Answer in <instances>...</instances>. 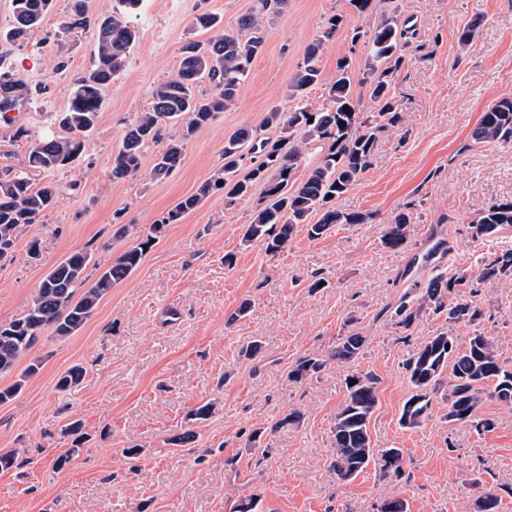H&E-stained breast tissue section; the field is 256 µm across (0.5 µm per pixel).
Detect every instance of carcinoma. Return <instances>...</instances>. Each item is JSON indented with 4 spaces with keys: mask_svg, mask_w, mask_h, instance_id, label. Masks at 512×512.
Returning <instances> with one entry per match:
<instances>
[{
    "mask_svg": "<svg viewBox=\"0 0 512 512\" xmlns=\"http://www.w3.org/2000/svg\"><path fill=\"white\" fill-rule=\"evenodd\" d=\"M55 2L13 0L14 25L5 39L23 43L31 31L44 24ZM139 3L140 0H118L112 14L92 23L87 0H70L61 15L58 29L67 33L94 25L97 63L76 80L67 107L58 113L59 131L34 142L26 170L0 180V261L13 254L19 227L38 223L55 203V185L35 187L29 172L61 170L72 166L83 154L85 137L101 116L103 90L124 70L127 55L138 40V30L128 16ZM257 4L259 10L239 19L234 31L221 27L220 18L213 13L195 17V25L215 29L216 35L204 45L185 46L177 76L154 87L148 109L125 130L112 162V178L125 179L141 172L144 153L168 122L176 127V133L155 155L149 171L154 179L167 176L180 165L185 145L234 102L239 87L249 76L253 59L263 48L262 28L268 11H282L288 0H257ZM407 24L393 13L383 18L365 41L369 46L366 67L372 76L368 93L378 107V112L369 116L357 111L359 100L355 99L346 58L338 61L336 76L329 82L330 106L316 109L307 103L308 90L326 83L318 66L324 43L318 40L310 44L288 84V98L298 105L288 113L273 108L265 117V126L280 130L278 139L272 141L253 129L238 130L224 145V165L210 180L150 225L145 239L120 252L95 279L86 275L90 263L87 253L78 251L60 261L46 274L26 311L0 324V375L12 372L43 332L49 330L60 340L77 334L94 315L102 297L138 268L154 235L198 208L218 189L234 201L249 196L255 183L263 184L261 202L251 223L243 227L241 242L262 241L274 256L288 248L299 228L306 231L308 238L318 240L336 224L368 223L371 215L342 212L335 204L371 166L376 133L397 118L391 81L403 63V51L413 33ZM206 80L211 86L208 94L198 89ZM27 101L29 91L22 81L9 71H0V114L5 116ZM472 139L477 144L512 141V98L497 100L485 109L472 131ZM309 145L325 153L320 164L310 168L306 178L296 185L292 178ZM247 157L253 167L241 177L240 168ZM507 225H512V201L489 205L477 215L470 229L472 237L482 238ZM409 233V219L399 213L386 225L382 243L403 249ZM503 278L512 279V251L482 258L472 274L433 278L417 303L403 301L395 308L396 323L410 327L430 312L445 316L450 324L475 323L482 311L457 300L459 287L468 284L471 293L476 294L477 285L482 282ZM365 346V337L349 331L338 337L327 357L298 359L288 377L301 380L317 374L329 360L352 363L364 354ZM41 368L39 360H29L14 383L0 388V403L16 398ZM405 370L411 395L404 402L399 419L404 428L413 429L428 420L437 398L448 401V423L469 424L479 434L494 427L491 420L478 418L484 401L512 406V363L501 358L494 342L477 330L463 347L446 332L431 337L407 360ZM376 385L377 379L371 375L355 373L345 378L346 402L332 427L336 475L343 481L371 464L385 475L402 471V450L374 447L368 432L378 404ZM62 434L71 439V446L55 460L61 468L80 455L87 439L78 419L69 422Z\"/></svg>",
    "mask_w": 512,
    "mask_h": 512,
    "instance_id": "obj_1",
    "label": "carcinoma"
}]
</instances>
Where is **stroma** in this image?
Returning <instances> with one entry per match:
<instances>
[{
  "label": "stroma",
  "instance_id": "1",
  "mask_svg": "<svg viewBox=\"0 0 512 512\" xmlns=\"http://www.w3.org/2000/svg\"><path fill=\"white\" fill-rule=\"evenodd\" d=\"M255 6L141 0L132 16L139 39L104 92L81 161L33 176L59 193L39 223L20 228L12 257L0 261V323L22 315L45 274L70 253L87 251L93 276L111 265L133 242L118 236L122 225L153 224L213 176L238 129L260 128L272 108L289 110L288 82L329 17L342 15L343 23L319 58L326 81L343 58L355 78L365 76L367 48L352 35L396 12L415 29L392 80L398 118L378 132L370 168L336 203L370 214L371 223L338 224L318 240L301 230L286 251L268 254L262 242H241L263 191L258 184L250 198L233 202L216 191L167 225L77 335L60 340L46 332L32 350L41 371L0 406V452L17 456L15 467L0 471V512H234L252 496L259 512H376L392 497L405 500L408 512H476L486 491L498 496V512H512V407L484 402L479 415L495 424L484 434L448 423L440 400L420 427L399 424L411 391L404 362L430 337L446 332L462 344L477 328L512 359V282L462 291V301L483 311L476 327L426 314L405 331L393 319L395 306L436 275L474 270L482 256L512 249V225L483 239L469 228L488 205L512 200V143L470 138L488 105L512 98V0H373L363 13L348 0H288L265 22L264 47L234 104L187 143L180 166L150 178L155 144L144 174L113 181L112 159L129 123L148 108L153 88L176 75L184 45L210 36L194 26L195 16L212 12L231 27ZM66 7L57 0L55 15L23 46L0 41V58L34 92L13 121L0 119V177L25 167L31 143L55 132V115L95 61L92 30L59 33L57 15ZM471 23L475 44L464 49L458 37ZM60 61L67 65L61 73ZM19 126L27 134L16 141ZM400 212L410 218V244L395 251L381 239ZM33 240L35 259L27 251ZM316 279L323 286L314 290ZM245 302L249 315L233 320ZM349 319L367 339L363 356L290 380L295 361L332 350ZM255 339L258 359L241 358L242 345ZM75 365L83 379L59 389ZM354 372L379 380L369 432L376 447L402 449L401 476L384 478L371 467L348 482L336 476L332 427ZM208 401L214 411L195 442L174 446L187 413ZM292 410L299 421L279 426ZM74 419L89 439L80 457L55 467L70 446L62 431ZM258 428L265 434L257 449L248 437ZM134 447L143 451L135 462L122 454Z\"/></svg>",
  "mask_w": 512,
  "mask_h": 512
}]
</instances>
